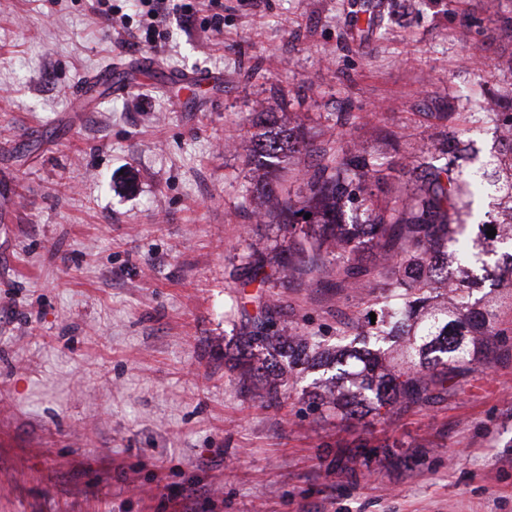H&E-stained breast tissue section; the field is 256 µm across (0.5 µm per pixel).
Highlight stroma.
Wrapping results in <instances>:
<instances>
[{"label":"stroma","instance_id":"35a3bbf8","mask_svg":"<svg viewBox=\"0 0 512 512\" xmlns=\"http://www.w3.org/2000/svg\"><path fill=\"white\" fill-rule=\"evenodd\" d=\"M0 0V512H512V278L505 335L466 393L343 421L244 395L224 361L257 296L298 327L335 330L360 294L288 269L245 284L246 244L281 243L246 163L258 112H294L307 141L392 163L441 131L498 148L487 100L512 112V0H209L142 36L136 0ZM107 67L117 92L80 89ZM164 71L221 77L212 87ZM356 115L336 132V115ZM385 454L338 466L360 440ZM102 5L105 8L100 10V15L107 22L108 27L112 29L113 35L115 33L118 39H122L124 36L133 37L134 33L129 30L125 20L127 15L122 14L119 16L120 8L113 9L109 0L102 3Z\"/></svg>","mask_w":512,"mask_h":512}]
</instances>
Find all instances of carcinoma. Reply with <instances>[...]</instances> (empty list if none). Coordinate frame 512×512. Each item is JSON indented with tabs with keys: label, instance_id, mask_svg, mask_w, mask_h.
Instances as JSON below:
<instances>
[{
	"label": "carcinoma",
	"instance_id": "obj_1",
	"mask_svg": "<svg viewBox=\"0 0 512 512\" xmlns=\"http://www.w3.org/2000/svg\"><path fill=\"white\" fill-rule=\"evenodd\" d=\"M253 124L266 131L253 139L248 163L262 172L258 182L268 210L278 219L286 244L279 251L251 246L241 256L247 283L263 288L286 262L305 272L335 271L336 287L362 288L369 272L365 248L385 264L382 291L372 296L376 321L350 315L336 322V345L320 331L285 335L277 318L287 316L256 297L257 313L241 326L238 371L245 394L263 390L270 402L287 394V371L328 361L334 374L319 379L309 404L343 419L378 417L394 405L445 401L462 390L458 379L481 360L499 336L497 299L479 307L470 302L478 271H512V233L487 236L492 221L469 224L472 204L486 193L483 183L464 173L470 147L454 140L414 156L409 190L391 196L373 181L376 163L355 149L336 151L308 183L309 194L273 199L268 179L288 154L314 151L299 125L273 112H258ZM496 205L512 213V144L483 164ZM310 218H305L306 214Z\"/></svg>",
	"mask_w": 512,
	"mask_h": 512
}]
</instances>
